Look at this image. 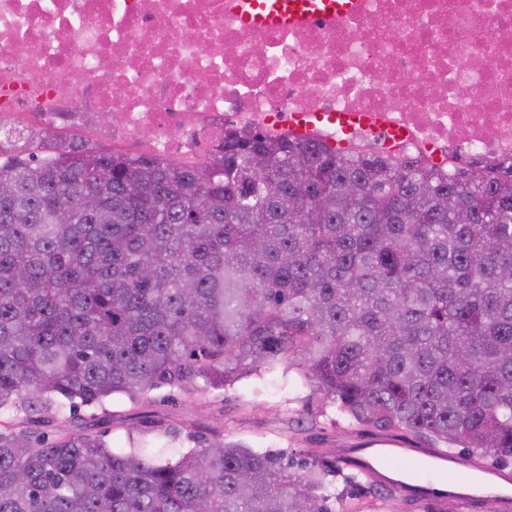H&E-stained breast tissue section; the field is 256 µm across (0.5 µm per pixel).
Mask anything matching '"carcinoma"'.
<instances>
[{
    "mask_svg": "<svg viewBox=\"0 0 512 512\" xmlns=\"http://www.w3.org/2000/svg\"><path fill=\"white\" fill-rule=\"evenodd\" d=\"M60 143L0 154V409L25 413L0 424V512H407L365 478L331 494L317 454L291 472L216 436L161 463L36 433L56 404L278 366L350 426L512 459V162L259 131L197 165Z\"/></svg>",
    "mask_w": 512,
    "mask_h": 512,
    "instance_id": "obj_1",
    "label": "carcinoma"
}]
</instances>
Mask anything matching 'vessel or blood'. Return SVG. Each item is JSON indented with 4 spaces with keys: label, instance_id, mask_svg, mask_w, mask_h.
<instances>
[{
    "label": "vessel or blood",
    "instance_id": "obj_1",
    "mask_svg": "<svg viewBox=\"0 0 512 512\" xmlns=\"http://www.w3.org/2000/svg\"><path fill=\"white\" fill-rule=\"evenodd\" d=\"M357 6L358 0H240V19L247 26L300 25L326 21ZM359 121L358 115L349 112H299L291 119L290 129L295 136L305 137L318 127H336L340 134L335 144L342 148L348 146V133ZM336 456L372 481L420 503H438L451 496L464 512H472L480 500L490 502L497 512H512V471L504 468L468 460L465 478L451 483L435 477L433 463L453 460V453L426 445L394 448L386 438L376 444L337 449Z\"/></svg>",
    "mask_w": 512,
    "mask_h": 512
}]
</instances>
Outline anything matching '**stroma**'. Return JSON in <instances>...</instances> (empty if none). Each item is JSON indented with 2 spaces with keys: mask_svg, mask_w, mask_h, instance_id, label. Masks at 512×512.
<instances>
[{
  "mask_svg": "<svg viewBox=\"0 0 512 512\" xmlns=\"http://www.w3.org/2000/svg\"><path fill=\"white\" fill-rule=\"evenodd\" d=\"M295 373L259 372L231 389L194 395L167 387L132 401L115 395L103 403L54 409L48 437L68 432L75 417L98 423L109 444L125 448L130 438L146 443L155 459H177L214 434L273 453L281 465L300 470L312 454L325 460L352 441L376 436L371 427H346L333 407L295 381Z\"/></svg>",
  "mask_w": 512,
  "mask_h": 512,
  "instance_id": "obj_1",
  "label": "stroma"
}]
</instances>
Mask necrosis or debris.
<instances>
[{
  "instance_id": "necrosis-or-debris-1",
  "label": "necrosis or debris",
  "mask_w": 512,
  "mask_h": 512,
  "mask_svg": "<svg viewBox=\"0 0 512 512\" xmlns=\"http://www.w3.org/2000/svg\"><path fill=\"white\" fill-rule=\"evenodd\" d=\"M237 0H0V120L76 130L162 160L209 162L234 130L362 112L426 161L512 158V0H364L300 27L245 28ZM121 56L105 70L102 58Z\"/></svg>"
}]
</instances>
